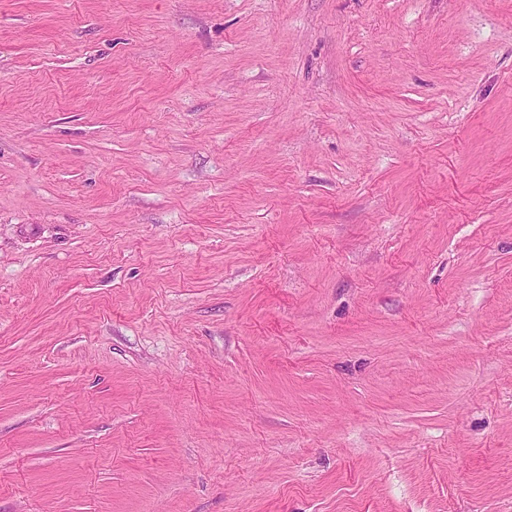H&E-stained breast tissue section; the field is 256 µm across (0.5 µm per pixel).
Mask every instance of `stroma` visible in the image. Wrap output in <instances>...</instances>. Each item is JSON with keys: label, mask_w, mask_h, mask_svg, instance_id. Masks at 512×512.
<instances>
[{"label": "stroma", "mask_w": 512, "mask_h": 512, "mask_svg": "<svg viewBox=\"0 0 512 512\" xmlns=\"http://www.w3.org/2000/svg\"><path fill=\"white\" fill-rule=\"evenodd\" d=\"M0 512H512V0H0Z\"/></svg>", "instance_id": "stroma-1"}]
</instances>
